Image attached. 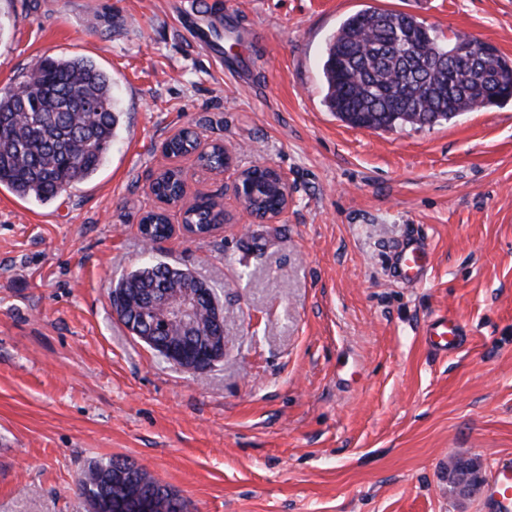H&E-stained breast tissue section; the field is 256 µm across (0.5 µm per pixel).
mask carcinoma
<instances>
[{"label": "carcinoma", "mask_w": 512, "mask_h": 512, "mask_svg": "<svg viewBox=\"0 0 512 512\" xmlns=\"http://www.w3.org/2000/svg\"><path fill=\"white\" fill-rule=\"evenodd\" d=\"M465 34L441 41L431 27L416 17L367 8L348 16L328 41L322 74L330 111L352 127L391 130L398 126L450 121L471 112L504 103L512 87V63L499 51L492 53L498 78L488 79L462 58L448 59L440 69H427L435 53L447 51ZM26 94L0 95V186L21 198L46 203L96 173L116 136L118 106L112 80L85 58L47 57L23 81ZM85 101L99 110L83 112ZM178 157L197 154L199 166L224 170V146L214 144L199 152L194 132L184 130L164 144ZM249 179L265 187L251 199L252 212L275 210L283 201L277 179L264 170L249 172ZM184 183L182 170L171 168L150 184L159 199L175 200ZM224 209L214 198L202 197L183 211L182 223L200 233L221 224ZM152 224L151 235L165 238L170 221L163 212L143 217ZM208 284L191 272L164 263H144L116 284L112 294L124 302L118 317L129 331L150 327L161 309L144 311L142 296L163 288L172 293ZM118 460L91 462L77 482L79 495L89 506L95 499H115L132 507L152 498L154 512H188L186 500L150 472L125 468L123 477L109 479L106 468ZM479 469L471 460L448 466V483L455 493L477 491Z\"/></svg>", "instance_id": "carcinoma-1"}]
</instances>
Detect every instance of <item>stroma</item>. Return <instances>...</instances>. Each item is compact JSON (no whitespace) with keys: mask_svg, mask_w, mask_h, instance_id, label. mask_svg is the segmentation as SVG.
<instances>
[{"mask_svg":"<svg viewBox=\"0 0 512 512\" xmlns=\"http://www.w3.org/2000/svg\"><path fill=\"white\" fill-rule=\"evenodd\" d=\"M366 6L512 59V0H0V91L85 55L121 113L91 179L45 204L0 187V512H86L77 479L112 458L191 512H484L450 492L448 462L512 464V100L423 127L341 121L324 49ZM184 127L232 168L167 157ZM253 166L288 182L277 219L235 196ZM170 167L227 220L150 248L139 222ZM411 237L434 252L418 284L393 273ZM147 259L218 295L224 359L203 376L112 311ZM443 314L468 336L439 356L422 328Z\"/></svg>","mask_w":512,"mask_h":512,"instance_id":"35a3bbf8","label":"stroma"}]
</instances>
